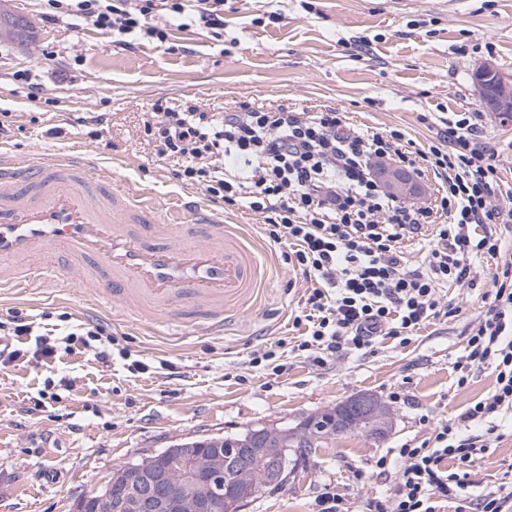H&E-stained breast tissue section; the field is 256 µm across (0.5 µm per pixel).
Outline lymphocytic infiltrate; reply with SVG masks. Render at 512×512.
<instances>
[{"instance_id":"obj_1","label":"lymphocytic infiltrate","mask_w":512,"mask_h":512,"mask_svg":"<svg viewBox=\"0 0 512 512\" xmlns=\"http://www.w3.org/2000/svg\"><path fill=\"white\" fill-rule=\"evenodd\" d=\"M41 21L66 14L92 22L129 47L137 33L163 41L154 19L180 20L210 30L224 27V0H42ZM156 157L175 159L174 176L203 189L213 203H246L263 230L287 245L283 258L314 281L298 351L315 365L341 351H370L380 336L408 338L430 319L451 313L441 305L448 284H471L473 259L493 260L492 300L454 362L459 383L475 367L495 375L494 389L467 410L438 423L421 444L406 443L376 466L392 471L389 493L368 512H438L439 502L464 489L480 466L499 418L512 414V247L491 223L512 220V207L494 206L497 149L461 118L446 123L434 144L416 148L404 132L355 128L335 107L305 112L242 102L221 112L195 101L155 102L143 124ZM393 158L441 181L433 201L408 204L384 192L369 170L371 157ZM424 240L421 266L403 263L401 245ZM484 423L482 433L471 427Z\"/></svg>"}]
</instances>
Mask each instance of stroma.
I'll use <instances>...</instances> for the list:
<instances>
[{
	"instance_id": "stroma-1",
	"label": "stroma",
	"mask_w": 512,
	"mask_h": 512,
	"mask_svg": "<svg viewBox=\"0 0 512 512\" xmlns=\"http://www.w3.org/2000/svg\"><path fill=\"white\" fill-rule=\"evenodd\" d=\"M0 6L30 26L25 43L0 39V112L14 119L0 145L20 161L89 150L96 166L151 197L162 218L180 200L207 198L181 185L175 161L155 160L143 139V122L159 100L193 99L214 112L243 101L332 106L357 126L402 130L419 148L434 142L436 121L465 114L500 149L501 189L512 190V118L486 111L472 80L487 61L512 73V0H228L222 36L173 26L166 41L144 37L132 49L92 25L74 28L67 17L40 23V0ZM363 37L368 51L353 54L351 43ZM23 70L43 86L44 99L27 98L15 78ZM93 112L107 117L94 136L77 122ZM425 113L431 124L422 123ZM222 211L225 228L267 257L240 324L223 335L193 324L173 335L152 333L129 314L96 304L88 283L65 275L0 293V314L16 311L38 325L68 332L99 320L113 357L102 364L75 343L59 347L54 371L28 353L0 369V512H72L74 499L106 484L116 468L176 441L291 425L367 393L392 404L385 438L328 440L297 457L285 485L244 510L315 512L316 497L331 483L349 489L350 512H364L392 484L375 467L379 457L422 441L432 426L491 392V369H472L461 387L453 369L486 309L480 291L490 285L491 261L477 262L475 291L445 288L453 313L425 323L408 343L385 338L373 352L339 353L319 367L293 348V319L307 311L305 279L283 261L258 215L243 206ZM280 339L284 372L251 367L255 350ZM135 361L145 372L128 371ZM358 471L365 480L357 486ZM509 480L512 431L471 471L468 497L449 500L445 512H476L477 495Z\"/></svg>"
}]
</instances>
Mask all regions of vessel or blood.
<instances>
[{
	"mask_svg": "<svg viewBox=\"0 0 512 512\" xmlns=\"http://www.w3.org/2000/svg\"><path fill=\"white\" fill-rule=\"evenodd\" d=\"M89 267L104 271L96 302L159 332L192 318L217 334L252 296L259 260L206 207L164 221L87 156L0 155V288Z\"/></svg>",
	"mask_w": 512,
	"mask_h": 512,
	"instance_id": "1",
	"label": "vessel or blood"
}]
</instances>
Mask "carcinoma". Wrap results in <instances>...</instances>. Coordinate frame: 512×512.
I'll list each match as a JSON object with an SVG mask.
<instances>
[{"label": "carcinoma", "mask_w": 512, "mask_h": 512, "mask_svg": "<svg viewBox=\"0 0 512 512\" xmlns=\"http://www.w3.org/2000/svg\"><path fill=\"white\" fill-rule=\"evenodd\" d=\"M385 415L367 411L357 413L347 404H338L314 412L293 426H255L235 434L186 440L170 447L176 452L180 448H193L196 453L204 456L227 455L229 448H263L277 449V457L282 465H288L290 457L299 453L306 454L314 448H320L326 440L348 433H358L370 439H382L391 429L392 417L387 406H382ZM228 476L239 480L254 490L253 497H258L270 486L268 469L257 465L244 472L236 471L228 466L224 468ZM112 490V512H129L128 498L123 493L120 480L112 485L100 488L74 500V512H96L97 496Z\"/></svg>", "instance_id": "1"}]
</instances>
